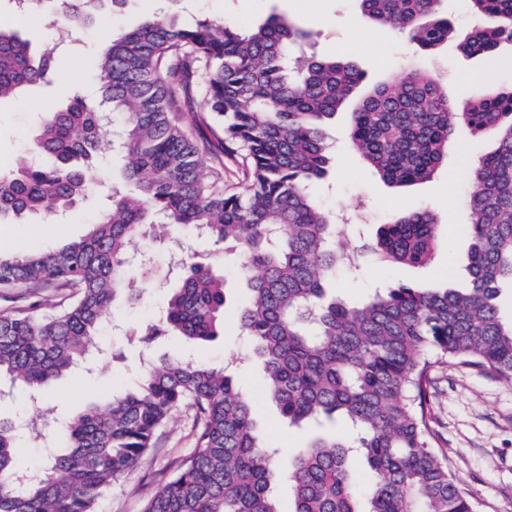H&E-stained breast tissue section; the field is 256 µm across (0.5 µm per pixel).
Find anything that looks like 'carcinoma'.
<instances>
[{
    "instance_id": "1",
    "label": "carcinoma",
    "mask_w": 512,
    "mask_h": 512,
    "mask_svg": "<svg viewBox=\"0 0 512 512\" xmlns=\"http://www.w3.org/2000/svg\"><path fill=\"white\" fill-rule=\"evenodd\" d=\"M60 37L38 46L0 28V102L56 75L58 48L124 0H51ZM371 22L407 35L418 48L448 41L442 0H358ZM484 20L459 44L466 55L512 41V0H467ZM311 32L273 14L249 32L215 20L178 21L160 10L95 49L97 94L66 92L41 113L32 149L0 175V220L54 218L93 186L106 158V127L120 116L123 178L89 233L44 252L0 254V384L39 399L54 379L85 359L117 305H137L157 285L140 263L128 277L133 243L156 227L184 226L224 251L244 247L239 274L248 291L239 311L261 364L267 396L290 426L334 423L350 435H316L288 459L264 443L250 400L224 368L188 360L149 362L138 391L70 417L51 470L18 463L19 440L49 447L34 424L0 419V512H97L112 482L134 470L179 408L195 410L193 450L142 512H281L273 493L284 479L291 512H472L469 494L437 452L431 426L433 374L440 365L477 366L512 381V322L495 299L512 283V87L479 88L463 101L429 73L409 71L380 84L351 113L353 150L390 187L434 176L447 162L453 126L491 133L496 147L472 167L467 209L468 280L463 288L399 284L362 303L328 294L336 267L359 269L336 218L308 183L329 162L328 124L362 81L352 62L308 51ZM215 122L213 138L186 122L197 93ZM241 158L236 186L224 158ZM443 245L429 211L397 214L369 247L389 264L423 267ZM159 322L138 335L151 345L174 331L209 341L224 330V276L204 261L176 264ZM373 473L360 488L350 460Z\"/></svg>"
}]
</instances>
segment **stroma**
Wrapping results in <instances>:
<instances>
[{
    "label": "stroma",
    "instance_id": "35a3bbf8",
    "mask_svg": "<svg viewBox=\"0 0 512 512\" xmlns=\"http://www.w3.org/2000/svg\"><path fill=\"white\" fill-rule=\"evenodd\" d=\"M159 4L186 21L207 17L237 24L243 30L272 14L290 17L312 33L315 51L355 63L364 73L361 88L365 91L389 82L405 67L436 75L455 101L466 99L481 83L495 88L512 86V42L500 43L488 57H468L458 49V40L472 29L466 0H443L444 12L454 27L453 39L432 52L419 50L407 38L371 23L362 15L357 0H127L107 15L105 25H93L64 51L56 83L36 87L23 101L0 103V173L10 170L28 150L47 100L60 98L68 86L77 83L85 90L95 89L94 48L103 30L116 36L131 31ZM0 26L36 30L47 42L56 37L59 20L50 6L19 17L5 4L0 6ZM350 112V107H342L329 126V173L309 186L318 205L332 214L358 208L368 237L395 213L428 209L442 227L444 244L429 265L419 268L384 265L374 255L364 254L358 275H351L345 266L338 269L337 296L359 303L373 288L386 284L445 281L452 287L462 286L467 279L469 246L464 199L474 188L469 171L475 161L494 149L493 135H475L466 127H455L447 166L431 180L398 191L385 185L351 151L347 142ZM121 165L120 152H113L111 169L93 174V194L67 214L65 223L34 218L21 229L13 223H0V253L25 255L85 235L101 212L111 184L119 182ZM135 249L146 254L160 275L177 259L191 263L203 258L221 271L229 288L223 336L202 346L176 336L149 349L128 343L129 331L157 320L164 309L167 289H153L144 304L118 308L116 321L105 324L97 338V351L47 387L42 400L15 390L0 395V418L22 417L39 423L48 410L57 421H65L112 392L137 388L148 360L164 354L190 355L218 367L236 358L240 364L233 376L251 396L263 441L288 449L303 446L312 427L283 423L276 407L265 398L261 368L252 360L250 339L238 325V310L247 291L235 268L225 266L223 246L177 228L170 240L145 239ZM434 402L433 427L444 440L448 468L469 493L474 512H512V382L472 366L451 364L435 375ZM195 424L194 411L177 410L158 432L141 464L114 482L99 500L97 512H141L144 500L193 448Z\"/></svg>",
    "mask_w": 512,
    "mask_h": 512
}]
</instances>
